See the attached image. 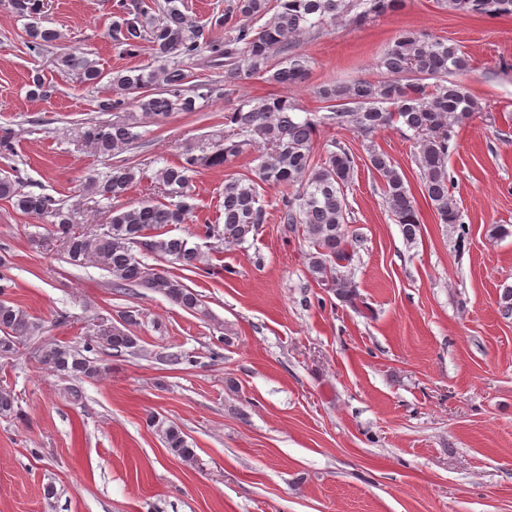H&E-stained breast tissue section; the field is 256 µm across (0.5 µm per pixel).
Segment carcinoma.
Returning <instances> with one entry per match:
<instances>
[{
	"label": "carcinoma",
	"mask_w": 512,
	"mask_h": 512,
	"mask_svg": "<svg viewBox=\"0 0 512 512\" xmlns=\"http://www.w3.org/2000/svg\"><path fill=\"white\" fill-rule=\"evenodd\" d=\"M404 0H227L224 13L204 24L190 22L182 11L183 0H120L112 12L109 36L113 46L127 55L142 48L150 51L154 68L135 67L106 72L88 53L71 50L54 59L58 72L75 78L87 88L106 83L110 93L99 102L108 119H90L79 127L78 140L95 154L109 158L139 147L143 124H160L175 112H195L197 101L222 95L244 79L261 77L269 83L288 86L304 82L310 61L292 41L311 36L338 19L363 23L372 16L399 11ZM450 11L489 18L512 15V0H438ZM12 10L35 17L43 12L44 0H10ZM224 30V36L214 34ZM62 35L39 24L28 28L25 46L41 57ZM283 55L271 65L273 55ZM206 56L214 68L224 69V87L211 81L189 83L187 65ZM378 66L384 77L378 81L357 79L319 87L324 106L320 111L298 112L285 96L242 99L224 114L228 131L207 137L183 153L181 161L166 164L153 173L162 191L159 200H141L115 207L112 201L125 197L136 181V166L123 159L104 172L91 174L83 184L84 195L96 209L109 213L106 230L94 234L76 221L77 208L43 193L26 191L8 171L0 172V199L20 212L46 219L62 240L73 265L96 262L109 272L118 288H146L163 295L181 308L196 312L201 300L180 277L145 264L142 255L152 254L186 271L204 268L199 244L169 235L163 228L184 224L195 210L192 183L201 169L222 168L243 153L245 147H262L255 177L224 182V223L206 226L207 237L241 245L254 237L265 222V188L291 189L282 198L283 223L302 228L312 251L309 269L320 282H328L336 294L354 302L352 282L339 267L351 262L354 239L348 236L350 208L346 189L354 173V159L337 143L326 151L325 160H315L314 140L322 128H352L370 138L394 122L412 133L422 191L443 224L460 225L466 234L461 210L451 191L448 173L453 127L466 123L480 106L465 86L456 80L471 69L469 56L450 41L428 34L405 31L383 51ZM135 107L140 114L128 111ZM371 168L381 177L382 194L406 240L421 233L416 201L389 155L371 150ZM8 278L0 275V360L16 357L28 340L40 334L41 325L23 307L8 298ZM138 323L127 310L120 325L95 326L87 342L77 348L53 340L45 343L39 358L43 365L68 378H95L102 373L100 347L123 354L138 348L139 337L129 332ZM12 390L0 386V416L15 412ZM147 425L162 433L169 451L189 462L193 449L175 424L151 415Z\"/></svg>",
	"instance_id": "obj_1"
}]
</instances>
